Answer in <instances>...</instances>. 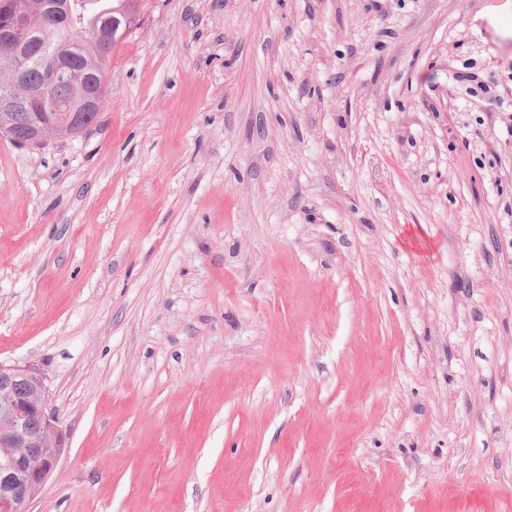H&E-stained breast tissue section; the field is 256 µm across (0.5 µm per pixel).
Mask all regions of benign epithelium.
<instances>
[{"instance_id":"benign-epithelium-1","label":"benign epithelium","mask_w":512,"mask_h":512,"mask_svg":"<svg viewBox=\"0 0 512 512\" xmlns=\"http://www.w3.org/2000/svg\"><path fill=\"white\" fill-rule=\"evenodd\" d=\"M11 24L0 27V67L11 85L0 93L3 112H48L34 122L29 143L46 144L59 133L84 125L97 112L104 84L84 83L85 70L63 66L69 47H56L48 67L40 66L29 46L44 23L67 18L72 0H21ZM65 79L79 89V100H52L49 89ZM65 432L49 404L46 378L27 364L0 362V512H28V506L56 470Z\"/></svg>"}]
</instances>
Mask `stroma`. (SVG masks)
Wrapping results in <instances>:
<instances>
[{"label": "stroma", "mask_w": 512, "mask_h": 512, "mask_svg": "<svg viewBox=\"0 0 512 512\" xmlns=\"http://www.w3.org/2000/svg\"><path fill=\"white\" fill-rule=\"evenodd\" d=\"M97 124L0 136L30 512H512V0H148ZM64 442L46 378L30 365L0 362V512H28Z\"/></svg>", "instance_id": "stroma-1"}]
</instances>
